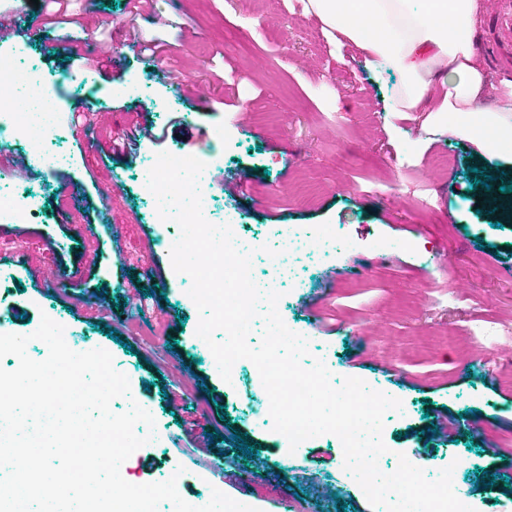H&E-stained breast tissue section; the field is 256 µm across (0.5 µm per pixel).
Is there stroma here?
Listing matches in <instances>:
<instances>
[{
    "label": "stroma",
    "instance_id": "1",
    "mask_svg": "<svg viewBox=\"0 0 512 512\" xmlns=\"http://www.w3.org/2000/svg\"><path fill=\"white\" fill-rule=\"evenodd\" d=\"M13 7L36 22L29 60L54 92L71 162L35 165L24 178L12 159L34 161V150L0 143V185L36 184L45 199L39 218H0V257L18 271L0 286V331L29 336L39 360L33 332L42 317H62L79 346L112 355L131 390L112 410L134 401L155 420L156 441L123 463L125 480L174 474L183 498L206 501L216 488L258 512L282 499L289 512H374L335 435L290 449L260 418L269 399L252 364L226 383L197 337L191 279L174 272L165 247L176 228L158 222L144 183L147 159L182 150L207 159L212 218L254 242L257 277L271 275L264 255L282 229L335 233L334 249L291 258L279 313L334 385L357 377L401 401L384 419V462L406 456L431 479L453 467L475 512H512V217L476 214L483 187L473 182L487 174L507 186L512 169L449 134L419 147L418 120L392 112L400 74L336 44L306 0ZM116 14L131 19L132 36L108 25ZM64 33L109 43L119 70L88 72ZM151 39L165 50L143 52ZM174 72L206 85L208 104H192ZM99 109L112 113L105 133ZM186 113L201 141H185L177 119ZM440 156L450 164L436 165ZM428 410L457 417L454 438L427 434Z\"/></svg>",
    "mask_w": 512,
    "mask_h": 512
}]
</instances>
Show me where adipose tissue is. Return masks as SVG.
<instances>
[{
    "instance_id": "1",
    "label": "adipose tissue",
    "mask_w": 512,
    "mask_h": 512,
    "mask_svg": "<svg viewBox=\"0 0 512 512\" xmlns=\"http://www.w3.org/2000/svg\"><path fill=\"white\" fill-rule=\"evenodd\" d=\"M308 8L372 64L402 74L395 109L423 113L422 134L450 130L512 166V85L494 107L477 105L486 90L471 38L479 0H308Z\"/></svg>"
}]
</instances>
